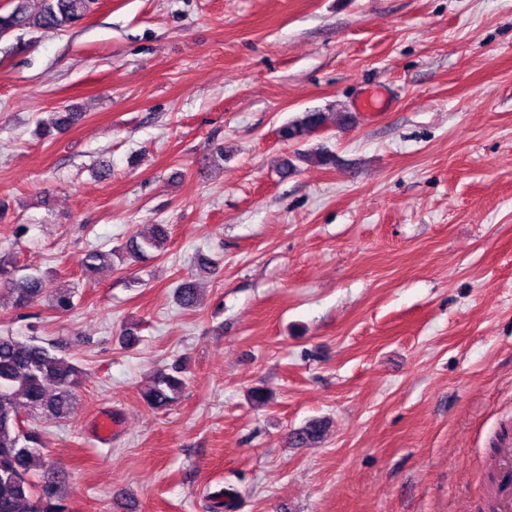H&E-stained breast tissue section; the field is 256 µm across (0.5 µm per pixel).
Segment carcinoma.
Wrapping results in <instances>:
<instances>
[{
    "mask_svg": "<svg viewBox=\"0 0 512 512\" xmlns=\"http://www.w3.org/2000/svg\"><path fill=\"white\" fill-rule=\"evenodd\" d=\"M10 2L12 8L0 13L1 36L15 29L52 31L70 27L89 13L95 0H42L36 13L29 10V0ZM329 120L328 112H304L282 125L279 135L286 142L299 144ZM298 158L320 166L335 163L332 153L325 149L300 153ZM168 237L167 225H153L152 234L126 248L127 260L141 261L150 251L163 249ZM110 262L112 252L89 249L82 255L80 266L83 275L89 278ZM42 291L39 276L16 278L13 270L0 267V307L26 308L38 300ZM177 296L183 307H192L197 288L186 281L177 288ZM52 307L60 312L70 311L74 307L73 292L58 291ZM82 378L81 367L57 356L36 337L0 333V512H67L59 482L32 474L33 458L45 446L44 434L30 424L22 425L19 416L30 413L58 420L66 418ZM49 382L54 385L51 391L46 388ZM185 388L182 367L174 363L156 373L142 398L153 408L166 409L179 400Z\"/></svg>",
    "mask_w": 512,
    "mask_h": 512,
    "instance_id": "cac0c4a2",
    "label": "carcinoma"
}]
</instances>
